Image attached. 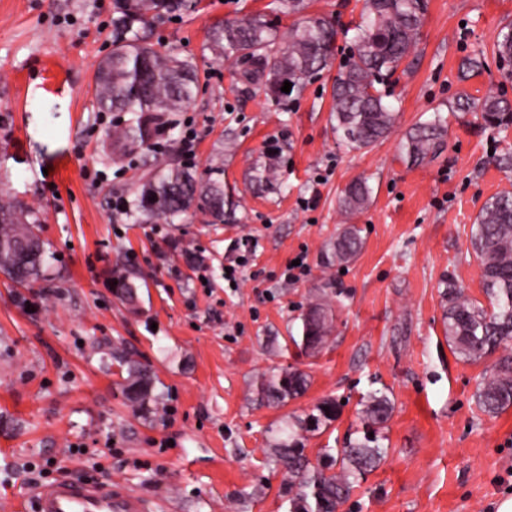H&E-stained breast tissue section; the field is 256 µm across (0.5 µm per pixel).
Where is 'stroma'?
Listing matches in <instances>:
<instances>
[{"instance_id": "obj_1", "label": "stroma", "mask_w": 512, "mask_h": 512, "mask_svg": "<svg viewBox=\"0 0 512 512\" xmlns=\"http://www.w3.org/2000/svg\"><path fill=\"white\" fill-rule=\"evenodd\" d=\"M272 3L201 0L147 30L199 67L176 131L193 133L186 162L197 170L223 156L236 211L221 224L197 211L135 224L125 211L153 156L108 158L116 116L98 111L92 83L112 50L116 0H0V174L38 211L48 248L47 277L33 287L0 273V512H33L34 481L61 479L118 484L147 512H287L283 473L266 454L270 425L342 400L336 422L307 441L316 458L342 447L375 388L394 404L388 455L343 512H497L512 496V408L491 417L474 400L495 359L458 360L442 324L446 279L484 301L471 226L490 197L512 191V126L486 129L480 112L455 106L463 94L512 101L494 54L512 0H428L406 71L384 87L395 127L361 151L336 142L334 67L275 104L209 52L213 25L257 14L287 37L294 19ZM473 55L485 68L463 77ZM437 115L447 133L436 157L403 159L406 133ZM263 162L281 182L257 190L250 170ZM359 177L371 202L349 217L340 196ZM351 222L362 251L346 267L324 264ZM250 240L255 253L228 283L225 265ZM302 251L307 273L281 281ZM118 265L146 281L139 312L112 295ZM313 303L332 305L335 329L305 355L289 334ZM116 340L166 385L161 420L135 414L103 364ZM288 365L307 373L306 393L258 404L257 376Z\"/></svg>"}]
</instances>
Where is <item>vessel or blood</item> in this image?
I'll list each match as a JSON object with an SVG mask.
<instances>
[{"label": "vessel or blood", "instance_id": "1", "mask_svg": "<svg viewBox=\"0 0 512 512\" xmlns=\"http://www.w3.org/2000/svg\"><path fill=\"white\" fill-rule=\"evenodd\" d=\"M32 497L35 512H145L140 499L108 483L63 480L38 486Z\"/></svg>", "mask_w": 512, "mask_h": 512}]
</instances>
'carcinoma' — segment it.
I'll list each match as a JSON object with an SVG mask.
<instances>
[{
    "mask_svg": "<svg viewBox=\"0 0 512 512\" xmlns=\"http://www.w3.org/2000/svg\"><path fill=\"white\" fill-rule=\"evenodd\" d=\"M177 7L173 0H120V17L112 52L93 74L95 99L100 112H115L122 126L109 141V157L126 156L154 147L156 140L175 124L174 115L184 111L199 88V69L174 49L154 45L133 30L148 27ZM427 8L426 0H363L360 21L354 26V51L339 65L333 86L334 130L338 141L351 149H366L386 138L394 127L393 106L379 86L387 83L415 46ZM337 29L332 19L311 17L288 31L280 45L272 22L253 16L212 27L209 50L217 58L235 59L244 65L242 81L271 101H278L284 82L300 87L313 74L331 66ZM496 56L512 62V28L501 34ZM484 126L499 130L512 126V104L488 95L474 104ZM441 117L410 131L402 144L406 160L421 164L433 159L443 145ZM275 165L255 168L252 181L262 187L278 179ZM131 213L141 224L164 219L170 223L191 208L216 222L231 217L233 202L224 192L218 168L198 172L173 158L151 165L133 192ZM155 200H150V197ZM371 188L364 179L351 182L341 197L345 214L365 209ZM39 216L10 191L0 189V272L25 286L44 277L45 244L36 233ZM471 242L480 261L483 291L488 306L468 298L448 279L443 290L444 335L453 354L463 362L476 363L506 347L512 340V192L493 196L471 226ZM361 229L347 224L327 249V259L344 265L363 248ZM113 285L120 301L140 302L146 282L119 273ZM298 335L291 342L302 352L320 349L334 329V315L321 303L308 307L300 317ZM110 365L123 374L125 398L142 416L152 421L164 414L166 391L152 368L121 346H112ZM308 374L288 365L262 373L255 384V401L284 406L301 397ZM479 410L496 416L512 407V352L498 357L490 377L474 393ZM393 412L389 396L374 390L361 399L355 431L341 448H325L311 461L305 453L310 435L329 429L341 413L333 398L324 399L302 414H291L279 428L270 430L269 448L285 471L288 512H336L349 500L355 485L385 459L387 422Z\"/></svg>",
    "mask_w": 512,
    "mask_h": 512,
    "instance_id": "carcinoma-1",
    "label": "carcinoma"
}]
</instances>
